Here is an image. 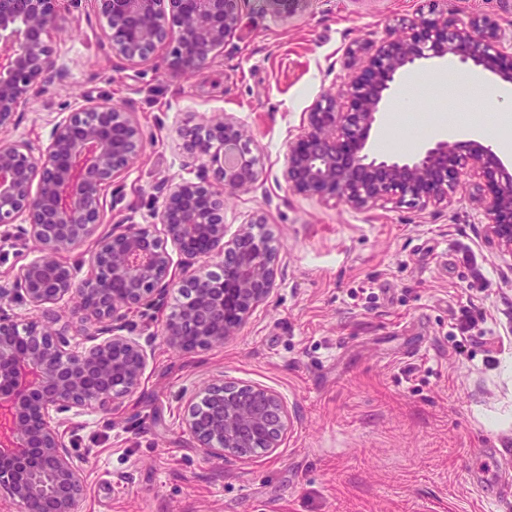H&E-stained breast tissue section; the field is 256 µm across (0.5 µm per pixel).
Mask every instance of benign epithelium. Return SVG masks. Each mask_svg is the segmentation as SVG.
<instances>
[{
    "mask_svg": "<svg viewBox=\"0 0 512 512\" xmlns=\"http://www.w3.org/2000/svg\"><path fill=\"white\" fill-rule=\"evenodd\" d=\"M99 26L112 55L129 63L164 48L162 74L179 81L205 68L240 27L244 0H98ZM306 0H265L290 18ZM58 0H0V130L14 125L39 90L62 77L52 34ZM512 37L486 17L463 21L444 9L388 28L374 53L344 82L345 106L330 95L304 113L288 142L283 176L289 191L370 209L394 199L424 208L451 201L462 174L476 179L486 234L512 256V172L489 145L438 139L410 159L365 152L392 85L427 59L471 63L512 82ZM144 147L131 113L92 100L55 124L46 146L0 144V224L21 220L43 255L19 265L0 299L29 306L24 324L0 308V512H80L86 483L60 425L62 414L112 409L140 386L144 347L114 331L133 307L152 306L175 286L167 243L180 256L179 290L191 295L165 321L174 348L222 346L275 288L279 245L256 218L226 237L224 195L252 191L263 156L232 115L197 125L188 147L215 182L174 184L157 216L165 239L148 225L114 224L98 233L103 191ZM95 237L89 272L60 259ZM72 319L63 320L62 305ZM74 336L84 341L72 340ZM288 406L265 387L220 380L189 404L184 423L213 458L249 460L280 447Z\"/></svg>",
    "mask_w": 512,
    "mask_h": 512,
    "instance_id": "1",
    "label": "benign epithelium"
}]
</instances>
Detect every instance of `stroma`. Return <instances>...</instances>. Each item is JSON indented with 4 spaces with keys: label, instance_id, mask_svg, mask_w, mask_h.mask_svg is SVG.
<instances>
[{
    "label": "stroma",
    "instance_id": "1",
    "mask_svg": "<svg viewBox=\"0 0 512 512\" xmlns=\"http://www.w3.org/2000/svg\"><path fill=\"white\" fill-rule=\"evenodd\" d=\"M432 0H308L295 17L245 0L241 26L207 67L180 81L160 55L128 63L104 45L94 0H60L63 79L48 83L1 141L45 145L55 123L109 99L145 134L140 157L105 192L103 229L156 224L172 184L211 179L183 146L227 112L264 155L256 189L224 197L228 232L261 217L281 245L276 287L220 347L180 351L161 329L180 295L131 309L119 325L148 355L140 388L109 412L67 415L83 470L82 512H512V258L485 235L474 181L450 203L354 209L289 192L284 154L303 115L358 70L346 48ZM512 35V0H446ZM414 97L417 124L374 125L368 152L411 156L454 105ZM23 224L0 225V283L38 256ZM470 316L469 333L459 329ZM262 385L288 405L280 448L249 461L203 454L183 425L211 381Z\"/></svg>",
    "mask_w": 512,
    "mask_h": 512
}]
</instances>
